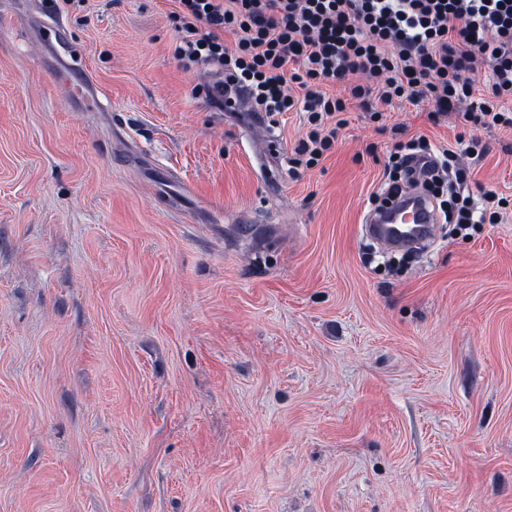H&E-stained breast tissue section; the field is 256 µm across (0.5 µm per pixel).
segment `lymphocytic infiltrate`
<instances>
[{
    "label": "lymphocytic infiltrate",
    "instance_id": "obj_1",
    "mask_svg": "<svg viewBox=\"0 0 512 512\" xmlns=\"http://www.w3.org/2000/svg\"><path fill=\"white\" fill-rule=\"evenodd\" d=\"M171 17L182 34L176 50L186 70L212 68L207 98L223 108L242 102L249 117L275 124L306 114L308 130L290 159L312 168L330 151L357 105L371 119L397 99H427L432 116L512 127V0H176ZM487 69L491 94L477 97L476 73ZM343 85V95L332 88ZM431 156L422 184L454 224H491L507 198L466 194L468 173L449 148L424 138L395 141L385 187H409L411 159ZM455 188L445 200L441 173Z\"/></svg>",
    "mask_w": 512,
    "mask_h": 512
}]
</instances>
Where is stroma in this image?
Segmentation results:
<instances>
[{"instance_id":"1","label":"stroma","mask_w":512,"mask_h":512,"mask_svg":"<svg viewBox=\"0 0 512 512\" xmlns=\"http://www.w3.org/2000/svg\"><path fill=\"white\" fill-rule=\"evenodd\" d=\"M53 9L106 97L0 0V512H512V207L394 269L361 233L398 139L512 200V128L353 107L295 175L302 113L211 107L170 0ZM82 71V67L67 63V66L62 70L63 75L59 79L60 83L72 97L81 100L87 106H95L100 103L101 90Z\"/></svg>"}]
</instances>
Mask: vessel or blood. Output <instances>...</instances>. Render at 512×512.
Returning a JSON list of instances; mask_svg holds the SVG:
<instances>
[{"mask_svg": "<svg viewBox=\"0 0 512 512\" xmlns=\"http://www.w3.org/2000/svg\"><path fill=\"white\" fill-rule=\"evenodd\" d=\"M68 43L67 21L61 15L51 14L49 24L42 31L41 46L54 48ZM60 83L72 97L85 105L93 106L100 101L99 87L83 74L78 65L67 64ZM437 221L438 215L431 201L412 189L403 195L385 197L381 206L368 216L363 230L383 249H409L431 239Z\"/></svg>", "mask_w": 512, "mask_h": 512, "instance_id": "1", "label": "vessel or blood"}]
</instances>
